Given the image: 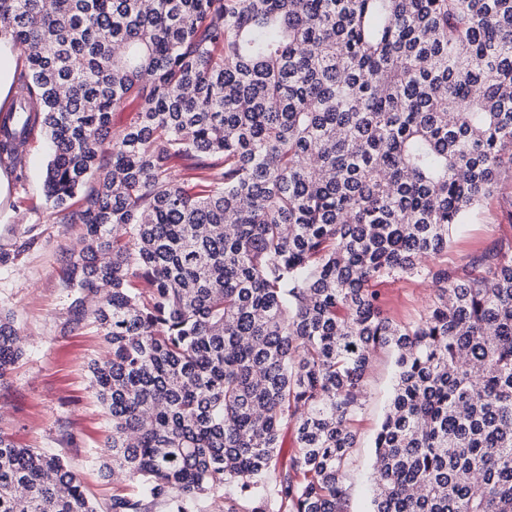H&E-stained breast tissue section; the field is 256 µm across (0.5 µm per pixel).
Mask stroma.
I'll return each instance as SVG.
<instances>
[{
	"mask_svg": "<svg viewBox=\"0 0 512 512\" xmlns=\"http://www.w3.org/2000/svg\"><path fill=\"white\" fill-rule=\"evenodd\" d=\"M48 162L47 136L36 131L23 146L22 159L6 168L0 191V309L9 311L29 347L0 382V431L29 448L59 454L80 475L90 498L107 508L113 484L102 478L92 458L110 432L104 409L91 386L88 364L104 352L103 335L91 322L66 323L72 300L64 258L83 233L66 223L47 201L43 188ZM512 243V178L471 210L454 232L447 253L437 261L462 267L499 245ZM385 312L395 322H416L434 296L419 276L382 277L373 284ZM395 356L378 351L366 378V401L357 418V445L348 472L347 512H371L373 439L395 381Z\"/></svg>",
	"mask_w": 512,
	"mask_h": 512,
	"instance_id": "35a3bbf8",
	"label": "stroma"
}]
</instances>
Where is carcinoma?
<instances>
[{"mask_svg": "<svg viewBox=\"0 0 512 512\" xmlns=\"http://www.w3.org/2000/svg\"><path fill=\"white\" fill-rule=\"evenodd\" d=\"M3 35L0 156L45 129L46 199L85 226L65 273L106 344L93 462L137 487L107 512H346L383 347L374 512H512V244L422 265L512 174V0H0ZM405 275L435 289L411 325L371 288ZM23 354L0 312L1 382ZM0 512L98 510L0 433ZM395 356L391 350L378 351L371 359L366 378V401L357 418V445L352 448L348 472L350 486L347 512H371L374 457L373 439L385 414L395 381Z\"/></svg>", "mask_w": 512, "mask_h": 512, "instance_id": "1", "label": "carcinoma"}]
</instances>
